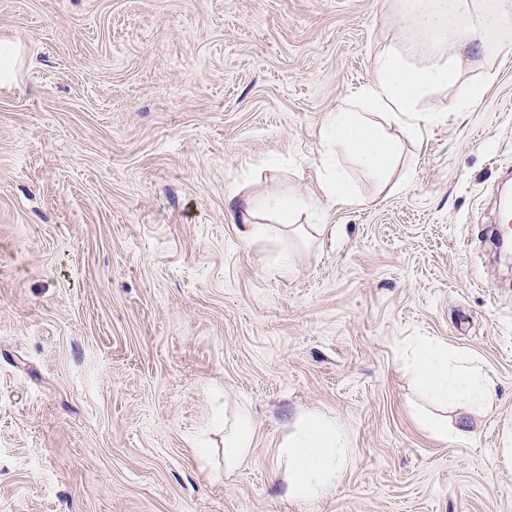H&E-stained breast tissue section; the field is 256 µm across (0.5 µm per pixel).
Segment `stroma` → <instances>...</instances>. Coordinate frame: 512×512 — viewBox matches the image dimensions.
I'll return each instance as SVG.
<instances>
[{"label": "stroma", "mask_w": 512, "mask_h": 512, "mask_svg": "<svg viewBox=\"0 0 512 512\" xmlns=\"http://www.w3.org/2000/svg\"><path fill=\"white\" fill-rule=\"evenodd\" d=\"M406 34L400 0H0V512H512V262L486 242L512 170V18L378 188L321 199L322 131ZM322 202L332 235L250 242L225 195ZM292 265L284 272L282 263ZM495 383L473 440L415 419L414 338ZM247 406L225 471L212 398ZM305 409L352 464L288 498ZM208 441L209 458L197 452Z\"/></svg>", "instance_id": "1"}]
</instances>
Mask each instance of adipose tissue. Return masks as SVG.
I'll use <instances>...</instances> for the list:
<instances>
[{"instance_id":"obj_1","label":"adipose tissue","mask_w":512,"mask_h":512,"mask_svg":"<svg viewBox=\"0 0 512 512\" xmlns=\"http://www.w3.org/2000/svg\"><path fill=\"white\" fill-rule=\"evenodd\" d=\"M467 0H403V11L414 36L407 43L388 47L373 60V77L359 91L366 109L362 112H333L323 131L321 163L329 175L323 190L328 202H345L351 197L345 178L332 169L340 154L355 158L358 165L379 180H387L400 160L397 140L385 132L391 122L411 133H419L427 121L429 105L447 88H454L452 109L475 103L482 85L466 83L459 77L458 60L449 48L463 36L481 37L496 29L512 13V0H498L494 10L477 18L476 28L464 29L462 20ZM313 207L312 201L275 195L224 198V208L236 222L244 224L248 241L269 238L268 221L293 228L301 214ZM409 368L420 394L431 405L419 418L420 425L444 445H456L473 436L469 417L490 412L496 403L493 382L481 367L448 344L425 339L413 348ZM454 408V420L442 417L445 408ZM213 409L222 415L224 467L232 469L254 444L252 418L239 409L226 419L222 398H214ZM277 455L286 463V489L289 497L314 500L325 495L340 480L352 457L343 427L319 411L299 413Z\"/></svg>"}]
</instances>
